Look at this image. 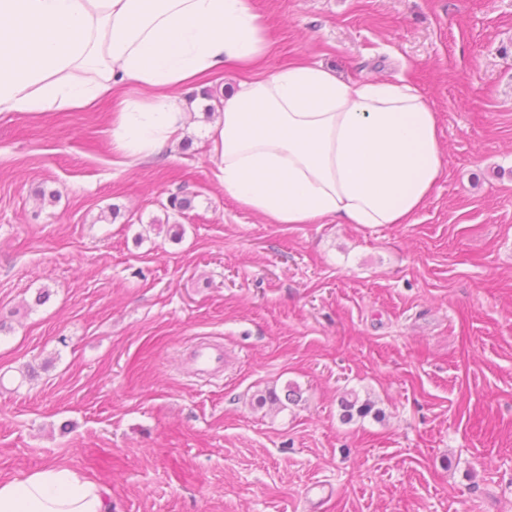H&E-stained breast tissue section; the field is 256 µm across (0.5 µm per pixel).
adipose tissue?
<instances>
[{"mask_svg": "<svg viewBox=\"0 0 512 512\" xmlns=\"http://www.w3.org/2000/svg\"><path fill=\"white\" fill-rule=\"evenodd\" d=\"M269 49L250 0H0V112L84 109L132 83L112 143L145 158L184 127V85ZM212 132L225 194L276 224H409L444 172L419 88L306 60L240 81ZM0 512H104L102 490L42 468L0 481Z\"/></svg>", "mask_w": 512, "mask_h": 512, "instance_id": "obj_1", "label": "adipose tissue"}]
</instances>
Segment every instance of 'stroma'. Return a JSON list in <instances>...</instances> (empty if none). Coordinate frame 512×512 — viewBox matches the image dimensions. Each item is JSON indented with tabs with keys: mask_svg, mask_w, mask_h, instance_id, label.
Instances as JSON below:
<instances>
[{
	"mask_svg": "<svg viewBox=\"0 0 512 512\" xmlns=\"http://www.w3.org/2000/svg\"><path fill=\"white\" fill-rule=\"evenodd\" d=\"M250 3L255 74L428 95L433 195L377 227L241 208L200 96L222 109L236 71L181 89V137L142 163L113 101L0 113V480L66 467L108 512H512V0ZM354 396L373 414L345 419ZM191 358L200 373H218L224 369V350L220 346L206 342L197 343Z\"/></svg>",
	"mask_w": 512,
	"mask_h": 512,
	"instance_id": "35a3bbf8",
	"label": "stroma"
}]
</instances>
